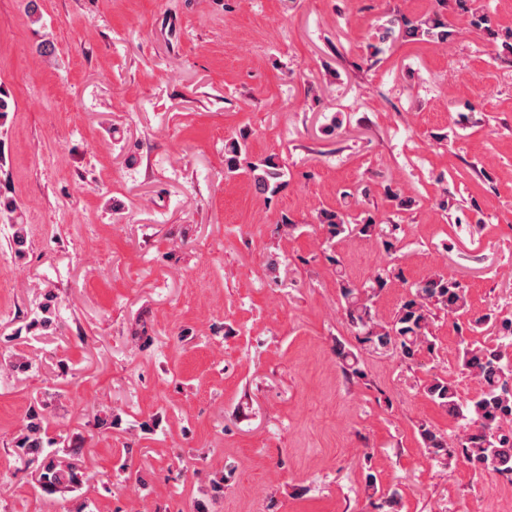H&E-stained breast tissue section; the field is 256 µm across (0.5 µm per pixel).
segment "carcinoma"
Returning <instances> with one entry per match:
<instances>
[{"instance_id":"1","label":"carcinoma","mask_w":512,"mask_h":512,"mask_svg":"<svg viewBox=\"0 0 512 512\" xmlns=\"http://www.w3.org/2000/svg\"><path fill=\"white\" fill-rule=\"evenodd\" d=\"M453 35L454 32L448 30L447 20L436 11L414 19L400 15L389 20L388 25L382 27L380 40L404 37L443 46ZM242 168L249 171L255 191L267 200L287 184V171L275 156H250L246 133L224 144L226 174L233 175ZM18 209L17 203L0 198V224L7 226L8 248L20 260L26 256L28 231L16 216ZM316 220L326 229L327 242L331 245L375 239L388 255L398 252L399 224H387L371 214L357 219L341 209H323ZM400 276V268L392 259L361 284L340 279V304L348 323L367 349L375 353H391L409 363L425 352L435 353L437 337L432 327L441 313L456 321L462 331L474 333L483 327L495 329L496 335L491 342L468 336L460 341L461 371L480 382L482 389L477 396L461 399L448 375L438 372L431 373L423 387L431 401L449 415L464 421L455 445L448 446L444 435L424 423L419 425L418 432L423 447L437 465L447 468L463 461L512 484V319L500 320L490 312L474 318L468 316L464 286L444 273L409 285V294L395 313L382 318L376 313L374 298ZM58 306V295L53 289L41 290L38 302L24 314L25 325L16 331V335L46 336L55 332L60 327ZM333 352L347 380L366 378L361 355L345 342L336 340ZM0 362L14 371L29 369V363L7 347L0 350ZM58 399L59 393L50 391L36 397L27 422L10 443L16 462L32 470L40 487L48 494L77 492L91 480L81 460L85 437L80 433L56 438L48 436V417ZM400 501L399 489L392 488L381 493L380 503L375 508L379 512H397Z\"/></svg>"}]
</instances>
